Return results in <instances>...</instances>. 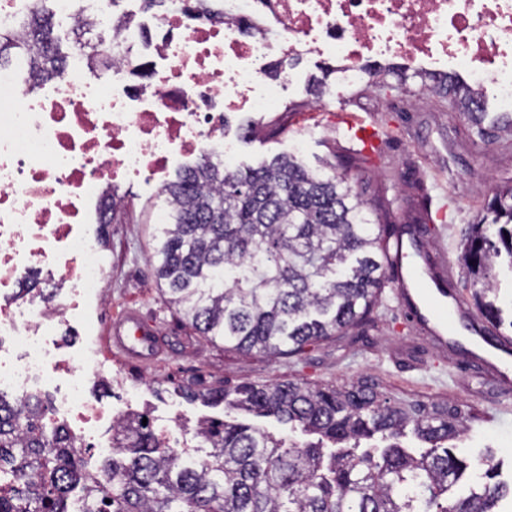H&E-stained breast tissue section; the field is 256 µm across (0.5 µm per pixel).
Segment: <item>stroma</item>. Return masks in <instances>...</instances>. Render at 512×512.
Here are the masks:
<instances>
[{
	"instance_id": "stroma-1",
	"label": "stroma",
	"mask_w": 512,
	"mask_h": 512,
	"mask_svg": "<svg viewBox=\"0 0 512 512\" xmlns=\"http://www.w3.org/2000/svg\"><path fill=\"white\" fill-rule=\"evenodd\" d=\"M330 65L329 59L319 57L299 64L297 81L283 91L278 103L286 115L276 136L264 130L272 113L258 120L248 111L229 115L225 135L236 145L232 167L294 153L306 168L324 172L337 157L352 152L351 143L341 135L343 116L354 113L375 122L385 135L363 155L360 167L350 170V178H362L374 190L388 213L382 222L386 236L406 224L429 226L425 242L445 252L457 273L456 290L463 302H470L461 241L496 186L512 181V129L478 136L462 112L422 91L420 79H410V92H388L363 82L343 83L328 74ZM320 78L329 92L315 106L309 90ZM297 102L302 111H292ZM250 122L258 131L247 137L241 127ZM115 193L119 203L104 228L107 293L102 307L91 314L93 341L104 367L89 381L88 396L123 408L124 393L112 387L113 376H120L133 388L139 407L168 418L179 434L192 431L201 418L229 416L223 405L189 403L179 397V389L188 386L292 380L312 387H342L365 381L394 405L457 409L467 428L464 452L486 455L502 479L512 483V417L498 423L485 420L486 411L503 402L504 394L457 360L432 352L394 299V279H387L364 327L309 346L298 356L245 355L222 340L202 336L160 295L152 263L157 217L167 209L161 186L122 183ZM445 223L450 226L446 232L441 229ZM130 310L141 313L155 330V350L140 361L109 342L114 324Z\"/></svg>"
}]
</instances>
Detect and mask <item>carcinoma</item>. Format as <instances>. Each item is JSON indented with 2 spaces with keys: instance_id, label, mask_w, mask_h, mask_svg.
Returning <instances> with one entry per match:
<instances>
[{
  "instance_id": "cac0c4a2",
  "label": "carcinoma",
  "mask_w": 512,
  "mask_h": 512,
  "mask_svg": "<svg viewBox=\"0 0 512 512\" xmlns=\"http://www.w3.org/2000/svg\"><path fill=\"white\" fill-rule=\"evenodd\" d=\"M87 65L112 60L81 42ZM25 60L38 80L66 71L69 55L53 15L38 8L21 31L0 30V64ZM427 89L466 114L485 134V104L448 75ZM162 192L172 221L155 247L156 277L182 319L243 353L295 356L330 336L362 326L384 285L386 249L374 226L381 204L364 198L345 174H317L293 155L245 170L200 160L180 169ZM512 270V187L497 190L463 239L472 300L500 325L499 257ZM206 404L300 427L315 442L296 443L265 428L205 420L196 436L203 456L164 445L151 424L116 425L112 458L90 469L73 439L43 423V400L18 409L0 394V512H506L499 484L473 485L469 472H495L481 457L448 442L466 428L457 413L392 405L368 384L337 389L294 381L185 392ZM429 445L415 456L400 444L405 429ZM380 436L379 457L360 450Z\"/></svg>"
}]
</instances>
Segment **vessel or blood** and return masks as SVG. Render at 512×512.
<instances>
[{"label":"vessel or blood","instance_id":"vessel-or-blood-1","mask_svg":"<svg viewBox=\"0 0 512 512\" xmlns=\"http://www.w3.org/2000/svg\"><path fill=\"white\" fill-rule=\"evenodd\" d=\"M350 142L370 147L381 140L379 127L351 116L345 122ZM387 267L397 276L395 295L406 314L426 334L439 354L462 347L456 328L469 335L466 347L472 365L483 371L502 391L512 390V339L489 336L482 319L449 286L455 273L447 260L426 250L417 231L405 228L394 235L387 247ZM153 332L137 313L129 312L115 328V347L138 359L149 352Z\"/></svg>","mask_w":512,"mask_h":512}]
</instances>
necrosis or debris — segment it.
I'll return each mask as SVG.
<instances>
[{"label":"necrosis or debris","instance_id":"4bbe7bcc","mask_svg":"<svg viewBox=\"0 0 512 512\" xmlns=\"http://www.w3.org/2000/svg\"><path fill=\"white\" fill-rule=\"evenodd\" d=\"M52 4L64 26L80 14L105 36L112 74L92 81L78 55L49 85L0 66V392L21 402L52 392L51 423L104 459L122 413L84 395L101 367L92 339L69 351L56 334L103 300L91 226L114 184L158 180L182 157L230 161L224 108L269 111L294 61L313 55L334 59L345 82L391 59L426 83L454 74L512 112V0H216L217 19L170 0L121 28L114 0ZM277 56L289 65L271 83ZM35 271L56 278V305L22 291Z\"/></svg>","mask_w":512,"mask_h":512}]
</instances>
